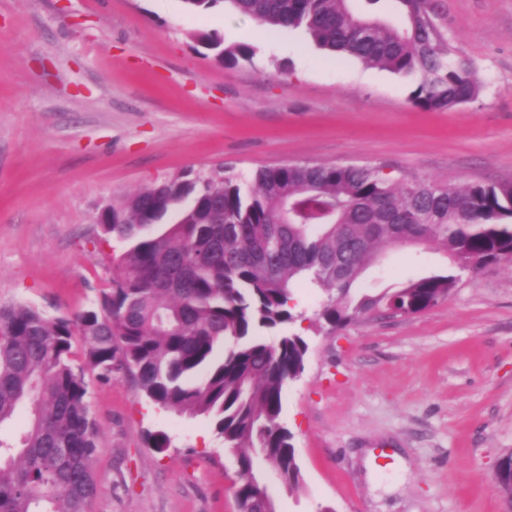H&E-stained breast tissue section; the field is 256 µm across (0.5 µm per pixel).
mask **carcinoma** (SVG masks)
I'll list each match as a JSON object with an SVG mask.
<instances>
[{
  "label": "carcinoma",
  "mask_w": 512,
  "mask_h": 512,
  "mask_svg": "<svg viewBox=\"0 0 512 512\" xmlns=\"http://www.w3.org/2000/svg\"><path fill=\"white\" fill-rule=\"evenodd\" d=\"M222 3L270 29L300 30L316 47L415 78L409 102L443 112L476 97L474 66L445 38L433 0H184ZM200 43L214 59H252L246 45ZM99 229L124 244L98 301L69 316L0 306V426L29 409L20 441L0 439V512H89L97 426L85 368L131 377L155 406L207 418L236 458L238 512H272L255 457L290 490L303 483L282 389L305 368L300 335L266 341L295 315L292 287L324 291L318 320L335 332L394 305L409 314L448 298L454 273L379 294L352 292L388 248L444 251L453 268L512 261V182L439 185L381 166L282 164L244 177L187 171L112 199ZM82 345L78 362L75 342Z\"/></svg>",
  "instance_id": "carcinoma-1"
}]
</instances>
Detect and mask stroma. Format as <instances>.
Listing matches in <instances>:
<instances>
[{
  "instance_id": "1",
  "label": "stroma",
  "mask_w": 512,
  "mask_h": 512,
  "mask_svg": "<svg viewBox=\"0 0 512 512\" xmlns=\"http://www.w3.org/2000/svg\"><path fill=\"white\" fill-rule=\"evenodd\" d=\"M478 96L453 110L409 102L410 82L184 0H0V305L88 309L118 240L112 198L187 169L248 175L287 163L381 166L441 185L512 181V0H436ZM246 44L222 66L198 37ZM441 251L386 252L356 284L379 293L449 270ZM287 330L309 343L282 391L303 475L255 467L277 512H504L496 459L512 452V263L460 273L447 300L330 333L324 293L294 289ZM98 428L90 512H237L233 455L209 421L154 407L126 377L87 370ZM165 432L164 452L145 435Z\"/></svg>"
}]
</instances>
